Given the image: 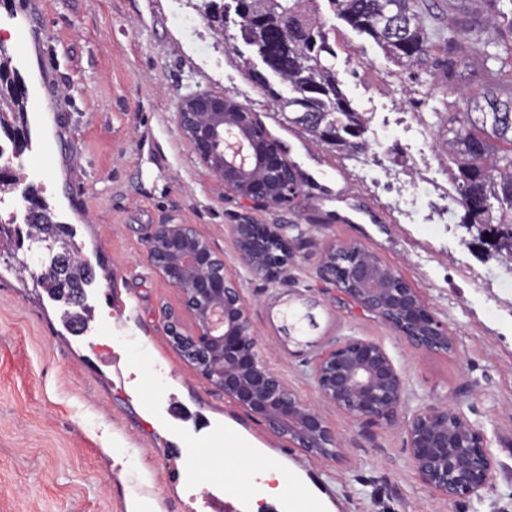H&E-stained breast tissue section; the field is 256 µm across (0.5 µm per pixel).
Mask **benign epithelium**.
<instances>
[{
  "label": "benign epithelium",
  "instance_id": "benign-epithelium-1",
  "mask_svg": "<svg viewBox=\"0 0 512 512\" xmlns=\"http://www.w3.org/2000/svg\"><path fill=\"white\" fill-rule=\"evenodd\" d=\"M292 25L279 20L280 33ZM231 96L191 94L178 110V124L207 170L225 190L263 207L290 206L301 191L297 173L280 146L252 133L251 112L229 106ZM13 153L0 159V179L15 176L14 162L27 152L26 133L10 130ZM241 263L255 276L288 278L293 258L283 224L241 221L230 225ZM147 253L156 273L181 294V307L169 311L170 344L189 367L224 396L257 418L271 433L322 459L338 455L343 437L323 418L320 404H333L354 419L390 422L397 417L404 378L379 344L358 337L337 339L315 357L313 374L319 403L301 399L258 353V337L238 284L226 275L224 256L189 224H155ZM320 273L336 285L340 298L385 322L422 352H448L453 338L417 292L375 254L356 243L325 246ZM406 447L421 481L454 500L478 496L489 487L495 463L483 432L446 404H429L404 423Z\"/></svg>",
  "mask_w": 512,
  "mask_h": 512
}]
</instances>
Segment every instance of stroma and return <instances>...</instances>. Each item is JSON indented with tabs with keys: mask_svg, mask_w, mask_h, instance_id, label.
Wrapping results in <instances>:
<instances>
[{
	"mask_svg": "<svg viewBox=\"0 0 512 512\" xmlns=\"http://www.w3.org/2000/svg\"><path fill=\"white\" fill-rule=\"evenodd\" d=\"M199 3L0 0V22L10 24L0 44L28 88L33 145L22 183L73 228L94 272L77 306L19 272L29 247L0 248V512H132L139 501L146 512H241L224 490L223 437L190 454L203 429L227 420L304 468L340 512H512V268L451 213L453 164L437 137L459 100L485 88L480 59L456 68L452 46L426 67L401 66L316 0L336 28V75L379 156L364 168L360 155L288 124ZM182 14L194 29L180 25ZM193 93L231 95L265 125L302 179L293 209L234 197L202 165L178 127ZM418 119L430 131L423 143L410 131ZM243 219L287 225L288 281L255 278L238 261L229 227ZM155 224L193 225L223 254L261 357L303 400L316 401L312 361L337 337L379 343L405 380L403 416L450 404L484 432L491 487L448 501L420 481L400 426L327 404L344 447L334 459L308 456L197 377L168 341L165 315L181 296L148 260ZM351 241L417 290L453 351L421 352L336 300L321 249ZM287 307L311 309L307 346L289 341Z\"/></svg>",
	"mask_w": 512,
	"mask_h": 512,
	"instance_id": "1",
	"label": "stroma"
}]
</instances>
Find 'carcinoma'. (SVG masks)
Here are the masks:
<instances>
[{
    "label": "carcinoma",
    "mask_w": 512,
    "mask_h": 512,
    "mask_svg": "<svg viewBox=\"0 0 512 512\" xmlns=\"http://www.w3.org/2000/svg\"><path fill=\"white\" fill-rule=\"evenodd\" d=\"M311 0H250L251 12L273 25L288 13L293 25L288 29V68L258 71L252 59L243 58L248 76L278 104L288 122L306 130L318 142H325L324 130L336 132L329 146L338 150L364 152L366 121L340 86L328 57L335 55L330 45L333 28L302 9ZM339 14L354 30L370 36L392 59L408 66H424L440 45L462 46L459 64L469 57L483 59L492 79V89L482 97L461 101L456 112L448 113V128L443 132V146L454 161L452 173L455 195L452 203L463 215L461 223L477 229L478 235L491 230L497 240L496 253L512 262V37L494 43L472 37V28L464 24L467 0H454L458 18L448 23V30L432 34L425 19V0H331ZM487 20L507 22L512 33V0H487ZM266 43L264 27L243 41L256 57H261ZM288 86L286 96L277 92L271 80ZM9 122L27 124V105L0 109V125ZM44 223L28 224L27 237L40 242L56 227L46 204L37 200ZM81 249L72 240L61 244V252L37 283L53 294L68 287L70 294L83 296L92 281L89 266L80 258Z\"/></svg>",
    "instance_id": "obj_1"
}]
</instances>
